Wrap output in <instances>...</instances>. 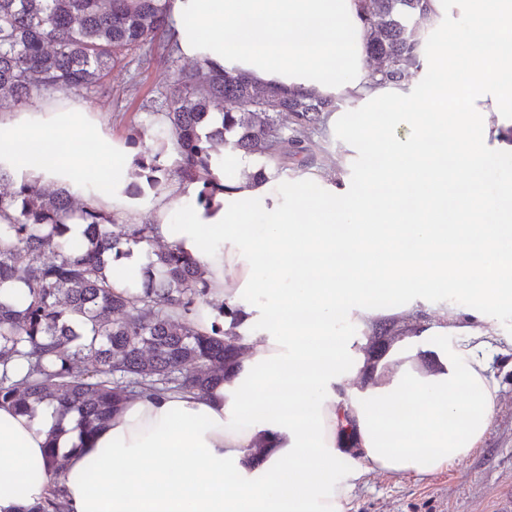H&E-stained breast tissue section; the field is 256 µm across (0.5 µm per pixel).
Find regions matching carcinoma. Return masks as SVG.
Listing matches in <instances>:
<instances>
[{"label":"carcinoma","mask_w":512,"mask_h":512,"mask_svg":"<svg viewBox=\"0 0 512 512\" xmlns=\"http://www.w3.org/2000/svg\"><path fill=\"white\" fill-rule=\"evenodd\" d=\"M369 78L405 83L421 68L427 0H363ZM165 0H0V108L63 92H90L138 55L169 58ZM339 100L313 91L260 86L209 61L173 72L160 99L138 108L127 144L139 149L138 178L156 189L173 179L199 184L208 206L224 185L211 167L224 147L280 173L317 162L314 137ZM80 212L79 239L64 219ZM144 244L147 267L135 294L114 291L113 264ZM0 404L51 407L55 437L90 435L133 396L224 380L243 355L216 326L191 315L206 296L199 263L158 245L150 224H119L61 187L16 183L0 174ZM54 487L36 512H66L60 477L66 453L45 457Z\"/></svg>","instance_id":"cac0c4a2"}]
</instances>
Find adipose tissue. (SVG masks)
Listing matches in <instances>:
<instances>
[{
  "label": "adipose tissue",
  "instance_id": "ef3b65f1",
  "mask_svg": "<svg viewBox=\"0 0 512 512\" xmlns=\"http://www.w3.org/2000/svg\"><path fill=\"white\" fill-rule=\"evenodd\" d=\"M179 55L260 83L340 100L326 136L359 182L311 171L238 173L209 207L174 180L128 191L135 148L74 95L0 110V174L59 184L121 224H149L205 270L194 321L236 333L245 353L206 393L129 399L93 436L59 439L68 512H344L373 473L425 478L482 447L499 408L495 357L512 356L486 310L448 289L512 306V0H428L418 78L364 70L360 0H167ZM499 167L495 197L477 175ZM107 182L84 192L76 175ZM345 255L344 269L333 260ZM427 304L430 326L383 351L369 338ZM455 336L447 345V336ZM51 409L0 405V512H29L52 485Z\"/></svg>",
  "mask_w": 512,
  "mask_h": 512
}]
</instances>
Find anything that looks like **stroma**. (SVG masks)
Instances as JSON below:
<instances>
[{
    "mask_svg": "<svg viewBox=\"0 0 512 512\" xmlns=\"http://www.w3.org/2000/svg\"><path fill=\"white\" fill-rule=\"evenodd\" d=\"M171 73L159 59L144 67L133 62L82 99L90 115L122 140L131 113L164 89ZM497 377L499 409L484 447L424 479L370 476L357 485L346 512H501L512 499V370L498 368Z\"/></svg>",
    "mask_w": 512,
    "mask_h": 512,
    "instance_id": "35a3bbf8",
    "label": "stroma"
}]
</instances>
